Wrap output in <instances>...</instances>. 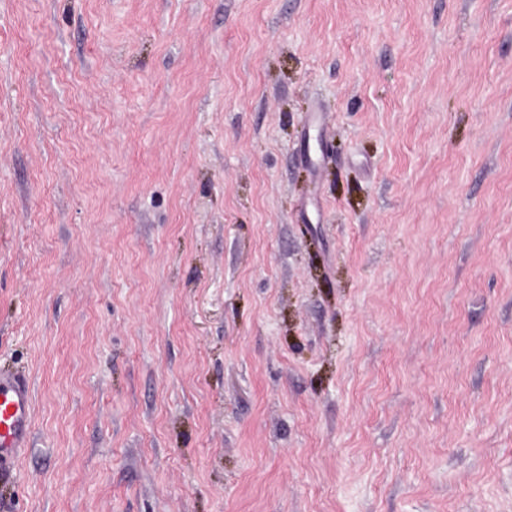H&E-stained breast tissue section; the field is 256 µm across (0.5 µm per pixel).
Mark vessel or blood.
Segmentation results:
<instances>
[{
  "instance_id": "vessel-or-blood-1",
  "label": "vessel or blood",
  "mask_w": 512,
  "mask_h": 512,
  "mask_svg": "<svg viewBox=\"0 0 512 512\" xmlns=\"http://www.w3.org/2000/svg\"><path fill=\"white\" fill-rule=\"evenodd\" d=\"M32 391L27 378L0 372V469L29 448L32 437Z\"/></svg>"
}]
</instances>
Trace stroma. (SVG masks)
Segmentation results:
<instances>
[{"label":"stroma","instance_id":"stroma-1","mask_svg":"<svg viewBox=\"0 0 512 512\" xmlns=\"http://www.w3.org/2000/svg\"><path fill=\"white\" fill-rule=\"evenodd\" d=\"M0 512H512V0H0ZM32 391L27 378L0 372V469L22 456L32 437Z\"/></svg>","mask_w":512,"mask_h":512}]
</instances>
